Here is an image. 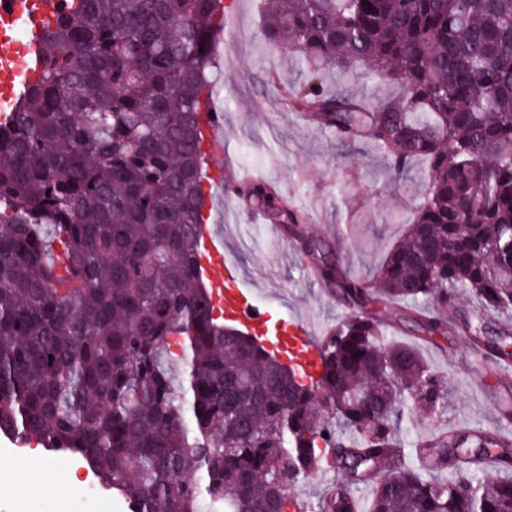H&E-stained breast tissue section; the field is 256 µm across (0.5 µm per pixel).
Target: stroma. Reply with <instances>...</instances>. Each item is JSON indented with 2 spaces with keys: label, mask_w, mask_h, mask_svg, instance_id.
Masks as SVG:
<instances>
[{
  "label": "stroma",
  "mask_w": 512,
  "mask_h": 512,
  "mask_svg": "<svg viewBox=\"0 0 512 512\" xmlns=\"http://www.w3.org/2000/svg\"><path fill=\"white\" fill-rule=\"evenodd\" d=\"M277 0H224L237 16L236 35L218 55L227 76L224 99V140L229 163L223 179L233 182L242 172L271 188L288 192V207L309 235L332 243L341 265L351 274L371 279L389 247L404 233L415 208L427 192V170L416 164L403 175L393 174L383 154L370 143L345 141L302 114L290 111L285 89L301 83L307 67L288 49L269 47L261 33L262 19ZM329 87L378 98L396 96L400 87L360 71L334 70L323 78ZM238 220L225 223L223 205H214L209 221L224 228V241L234 250L242 285L256 295L270 314L269 327L285 330L298 319L316 315L321 331L347 316V309L324 288L304 260L291 250L290 235L273 221H252L249 201L235 200ZM373 313L398 337L415 345L433 370L445 377L448 410L431 419L405 417L404 441L438 428H493L499 405L512 396V378L494 375L463 336L418 338L400 317L399 306L374 305ZM30 447L0 452V500L12 512H69L77 484L50 471V463L72 465L68 453Z\"/></svg>",
  "instance_id": "stroma-1"
}]
</instances>
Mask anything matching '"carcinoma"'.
Returning <instances> with one entry per match:
<instances>
[{"label":"carcinoma","mask_w":512,"mask_h":512,"mask_svg":"<svg viewBox=\"0 0 512 512\" xmlns=\"http://www.w3.org/2000/svg\"><path fill=\"white\" fill-rule=\"evenodd\" d=\"M221 2L64 0L43 22L39 73L0 122V433L80 455L129 512H300L326 468L340 480L319 512H459L464 479L479 512H512V412L406 451L398 421L443 413L446 379L368 312L398 301L415 331L512 358V325L487 330L512 311V0H280L265 17L312 74L291 111L428 174L375 283L305 244L350 310L309 382L214 316L198 273ZM358 66L400 94L317 79Z\"/></svg>","instance_id":"obj_1"}]
</instances>
